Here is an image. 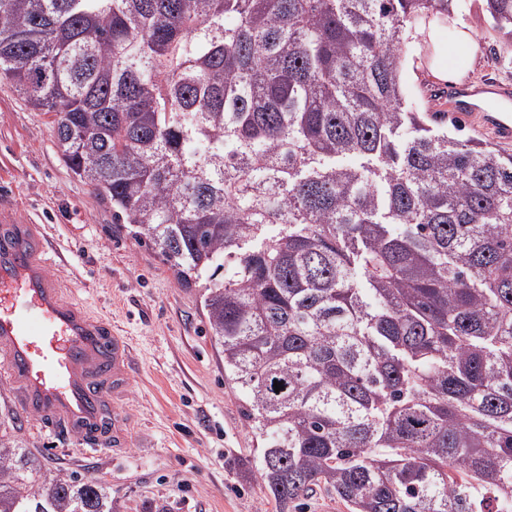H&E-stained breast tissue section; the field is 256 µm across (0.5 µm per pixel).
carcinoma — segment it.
<instances>
[{
	"instance_id": "cac0c4a2",
	"label": "carcinoma",
	"mask_w": 512,
	"mask_h": 512,
	"mask_svg": "<svg viewBox=\"0 0 512 512\" xmlns=\"http://www.w3.org/2000/svg\"><path fill=\"white\" fill-rule=\"evenodd\" d=\"M512 44V0H485ZM454 0H0V82L186 288L280 512H512V153L409 106ZM282 386L275 391L274 383ZM0 441V512H112ZM296 511L304 512H348L345 504L336 497L317 494Z\"/></svg>"
}]
</instances>
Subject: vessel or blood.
<instances>
[{
  "mask_svg": "<svg viewBox=\"0 0 512 512\" xmlns=\"http://www.w3.org/2000/svg\"><path fill=\"white\" fill-rule=\"evenodd\" d=\"M454 112L476 116L499 139L512 140V114L490 112L485 98L512 101V86L441 87ZM49 236L0 208V381L17 389L20 410L58 422L95 447L114 443L119 427L111 395L129 381V344L110 320L67 298L50 274Z\"/></svg>",
  "mask_w": 512,
  "mask_h": 512,
  "instance_id": "b4317fda",
  "label": "vessel or blood"
}]
</instances>
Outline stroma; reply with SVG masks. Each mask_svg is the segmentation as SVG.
Wrapping results in <instances>:
<instances>
[{"mask_svg": "<svg viewBox=\"0 0 512 512\" xmlns=\"http://www.w3.org/2000/svg\"><path fill=\"white\" fill-rule=\"evenodd\" d=\"M455 13L474 38L448 48L463 80L512 83V45L488 23L483 0H459ZM425 59L416 43L402 59L408 102L447 113L463 136L494 139L476 118L428 98L435 81L420 67ZM0 200L17 223L48 226L63 253L52 274L131 345L129 384L114 397L124 418L121 446L82 453L79 438L23 415L7 384L0 385V440L54 472L100 479L112 492V512H279L241 465L257 442L224 375L199 290L182 287L151 246L113 222L110 204L64 165L50 116L33 111L7 83H0Z\"/></svg>", "mask_w": 512, "mask_h": 512, "instance_id": "obj_1", "label": "stroma"}]
</instances>
